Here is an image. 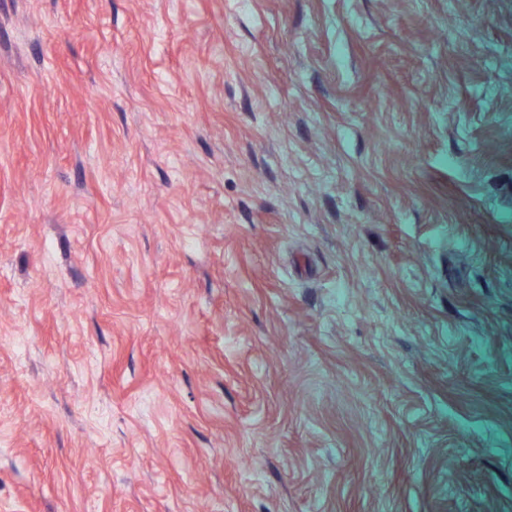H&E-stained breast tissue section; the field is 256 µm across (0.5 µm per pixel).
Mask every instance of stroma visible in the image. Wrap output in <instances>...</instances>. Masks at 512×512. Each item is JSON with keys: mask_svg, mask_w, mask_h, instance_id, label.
Instances as JSON below:
<instances>
[{"mask_svg": "<svg viewBox=\"0 0 512 512\" xmlns=\"http://www.w3.org/2000/svg\"><path fill=\"white\" fill-rule=\"evenodd\" d=\"M0 512H512V0H0Z\"/></svg>", "mask_w": 512, "mask_h": 512, "instance_id": "35a3bbf8", "label": "stroma"}]
</instances>
